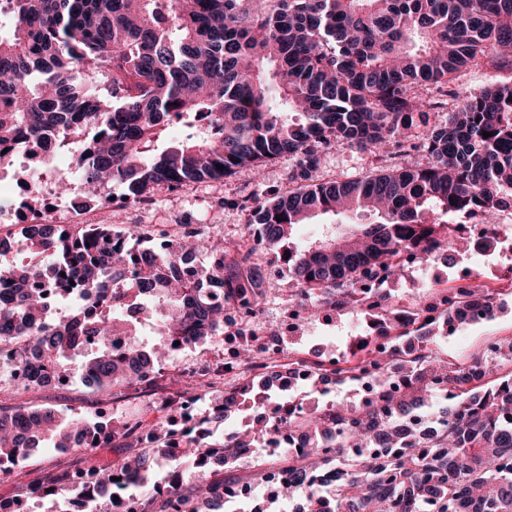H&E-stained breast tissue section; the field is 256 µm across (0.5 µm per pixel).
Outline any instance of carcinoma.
I'll use <instances>...</instances> for the list:
<instances>
[{
    "mask_svg": "<svg viewBox=\"0 0 512 512\" xmlns=\"http://www.w3.org/2000/svg\"><path fill=\"white\" fill-rule=\"evenodd\" d=\"M0 9V143L17 136L43 149L49 161L68 130L89 133L79 146L82 197L99 200L119 185L135 200L156 186L225 176L254 181L270 162H296L299 190L260 205L246 243L230 251L219 239L183 225L171 247L135 253L149 243L134 228L81 224L24 226L27 261L0 263V344L22 341L9 371H0V474L12 473L31 450L47 443L71 448V437L94 429L92 419L65 417L52 408L15 403L17 389L36 390L42 380L85 374L93 392L115 388L150 394L168 376L187 388L147 402L159 412H179L209 398L200 430L172 449L162 422L138 414L112 424V433L83 451L125 449L118 465L59 468L26 488L28 498L86 502L112 512L114 498L137 512H225L215 487L236 484L231 464L241 448L259 446L267 428L212 435L219 424L258 398L280 404L274 378L257 389L239 381L224 390L213 368L190 374L173 364L181 341L209 347L236 313L256 319L266 302L265 255L289 252L284 264L295 288L286 303L315 317L349 308L360 315L383 311L388 293L368 303L358 277L398 274L395 258L408 250L429 261L443 217L478 209L488 222L512 206V84L469 99L448 123L430 125L433 105L411 92L415 84L450 83L462 70L489 59L512 62V0H5ZM182 135L168 139L172 120ZM424 127L425 168L382 169L366 178L323 182L319 147L332 139L377 157ZM491 136L485 138L483 133ZM331 214L343 228L297 247L295 228ZM371 215L370 223L349 222ZM282 221H276V217ZM203 257L190 278L182 262ZM65 276L58 286L83 290L106 315L79 307L46 324V288L34 282L47 263ZM159 336L142 338L137 314ZM129 336L122 349L112 336ZM95 343L86 347L82 338ZM256 334L235 345L251 371L268 365V347ZM492 367L475 373L432 349L410 361L401 385L371 409L331 402L299 422L280 423L306 436L301 454L270 450L266 464L288 471L278 493L298 503L296 512H512V370L501 369L502 345L494 341ZM370 354L347 369L352 383L374 369L392 370L396 353L358 339L354 354ZM390 447L410 451L346 459L340 448ZM343 469L327 494L310 478L331 466Z\"/></svg>",
    "mask_w": 512,
    "mask_h": 512,
    "instance_id": "carcinoma-1",
    "label": "carcinoma"
}]
</instances>
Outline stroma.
Wrapping results in <instances>:
<instances>
[{
    "label": "stroma",
    "mask_w": 512,
    "mask_h": 512,
    "mask_svg": "<svg viewBox=\"0 0 512 512\" xmlns=\"http://www.w3.org/2000/svg\"><path fill=\"white\" fill-rule=\"evenodd\" d=\"M512 82V67L486 60L471 67L449 92H441L432 85L420 86L425 100L433 103L431 120L444 123L449 113L458 111L463 102L486 89ZM319 176L327 180L363 178L380 169L402 168L428 162L429 157L420 138L413 137L399 145H392L385 157L377 158L341 141L321 146ZM293 163L280 159L263 169L257 181L223 178L215 181L187 183L179 188L155 187L143 202L112 209L113 223L139 226L145 231L164 228L177 235L181 225L195 224L204 232L223 237L226 247L240 242L253 219L256 208L270 198L272 192L296 188L292 177ZM267 281L270 299L257 320L259 327L275 330L282 318V300L293 283L281 262H273ZM363 317L337 312L333 316L309 319L299 326L289 342L292 350L304 354L347 352L365 327ZM512 336V304L501 306L493 319L463 328L460 338L450 340L441 336L436 340L439 353L448 361L464 364L481 355L485 343L491 339ZM21 402L30 407L70 408L79 414L94 415L97 409H106L110 417H120L123 411H141L145 420L175 422V414H159L144 407L132 391L113 390L111 396L96 398L80 381L66 386L42 387L24 393ZM124 456L120 448H98L90 454L77 451H59L45 448L35 456L19 462L12 474L0 478V499L13 497L19 486L36 483L58 468L76 464H113Z\"/></svg>",
    "instance_id": "obj_1"
}]
</instances>
